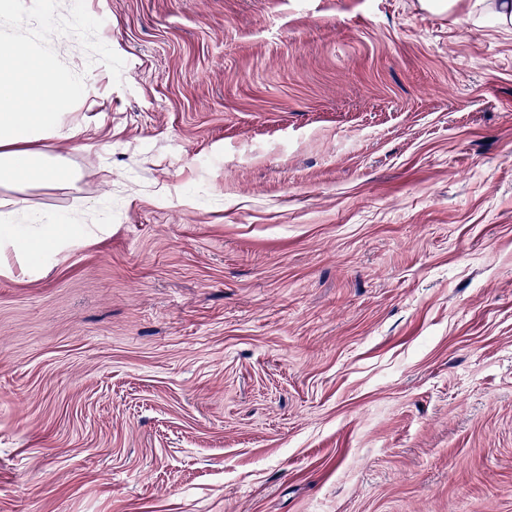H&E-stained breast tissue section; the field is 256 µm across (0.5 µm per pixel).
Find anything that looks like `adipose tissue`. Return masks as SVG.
<instances>
[{
	"instance_id": "ef3b65f1",
	"label": "adipose tissue",
	"mask_w": 512,
	"mask_h": 512,
	"mask_svg": "<svg viewBox=\"0 0 512 512\" xmlns=\"http://www.w3.org/2000/svg\"><path fill=\"white\" fill-rule=\"evenodd\" d=\"M80 91L61 80L27 40L0 32V187L76 183L74 173L55 164L48 144L78 135L62 108ZM86 234L80 225L15 205L0 211V252L13 250L28 264L81 244Z\"/></svg>"
}]
</instances>
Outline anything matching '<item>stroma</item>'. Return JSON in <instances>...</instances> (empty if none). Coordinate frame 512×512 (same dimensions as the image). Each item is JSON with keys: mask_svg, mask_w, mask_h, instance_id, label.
I'll use <instances>...</instances> for the list:
<instances>
[{"mask_svg": "<svg viewBox=\"0 0 512 512\" xmlns=\"http://www.w3.org/2000/svg\"><path fill=\"white\" fill-rule=\"evenodd\" d=\"M112 228L0 258V512H512V27L471 0H20Z\"/></svg>", "mask_w": 512, "mask_h": 512, "instance_id": "1", "label": "stroma"}]
</instances>
